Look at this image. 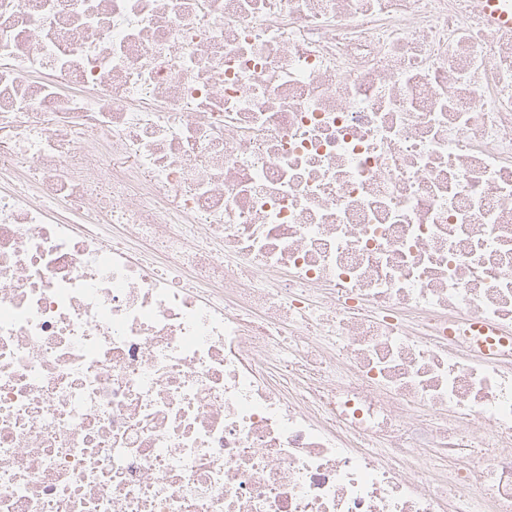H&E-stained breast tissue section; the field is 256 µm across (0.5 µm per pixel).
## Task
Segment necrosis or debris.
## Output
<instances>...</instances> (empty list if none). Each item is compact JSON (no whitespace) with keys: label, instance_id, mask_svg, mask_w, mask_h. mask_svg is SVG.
Instances as JSON below:
<instances>
[{"label":"necrosis or debris","instance_id":"1","mask_svg":"<svg viewBox=\"0 0 512 512\" xmlns=\"http://www.w3.org/2000/svg\"><path fill=\"white\" fill-rule=\"evenodd\" d=\"M486 8L0 0V512H512Z\"/></svg>","mask_w":512,"mask_h":512}]
</instances>
